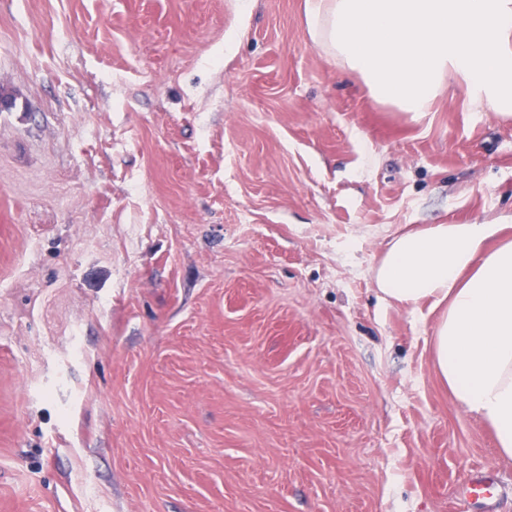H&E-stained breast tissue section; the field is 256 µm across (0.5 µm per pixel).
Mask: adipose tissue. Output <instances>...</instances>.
Segmentation results:
<instances>
[{
	"label": "adipose tissue",
	"mask_w": 512,
	"mask_h": 512,
	"mask_svg": "<svg viewBox=\"0 0 512 512\" xmlns=\"http://www.w3.org/2000/svg\"><path fill=\"white\" fill-rule=\"evenodd\" d=\"M309 33L378 101L428 111L443 83L512 114V0H306ZM501 224H432L397 235L374 280L387 299L443 314L438 373L512 458V239Z\"/></svg>",
	"instance_id": "ef3b65f1"
}]
</instances>
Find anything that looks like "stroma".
I'll use <instances>...</instances> for the list:
<instances>
[{"mask_svg": "<svg viewBox=\"0 0 512 512\" xmlns=\"http://www.w3.org/2000/svg\"><path fill=\"white\" fill-rule=\"evenodd\" d=\"M0 89V512H512L373 279L512 224L511 117L375 100L306 0H0ZM468 491L476 503L490 508L495 494V484L492 474L485 471L471 475L468 482Z\"/></svg>", "mask_w": 512, "mask_h": 512, "instance_id": "35a3bbf8", "label": "stroma"}]
</instances>
